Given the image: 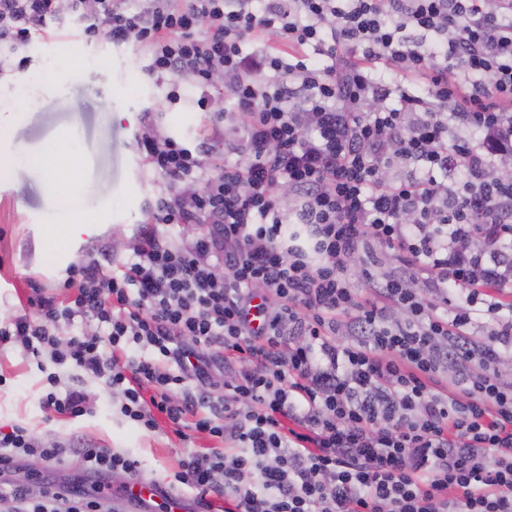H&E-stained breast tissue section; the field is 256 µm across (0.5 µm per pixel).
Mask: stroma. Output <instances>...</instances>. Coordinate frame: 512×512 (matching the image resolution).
<instances>
[{
    "label": "stroma",
    "mask_w": 512,
    "mask_h": 512,
    "mask_svg": "<svg viewBox=\"0 0 512 512\" xmlns=\"http://www.w3.org/2000/svg\"><path fill=\"white\" fill-rule=\"evenodd\" d=\"M84 25L69 19L63 27H49L12 55L0 73V108L13 114L0 124V147L38 152L53 143L67 157V166L49 191L40 172L0 160V323L23 314L26 293L36 286L67 295L68 270L86 260L93 248L106 250L123 263L129 250H116L115 237L134 239L146 209L157 198L175 192V185L152 170L138 146L145 113H153L162 132L189 147L201 148L209 159L235 163L239 137L212 138L209 118L220 105L168 102L155 77L146 71L145 50L87 38ZM62 82L60 92L45 85ZM79 130V146H71L72 130ZM94 201L88 220L91 234L78 240L49 241L47 225L74 198ZM40 358L23 354L12 345H0V432L17 424L42 441L71 438L128 454L139 466V477L191 498L189 489L174 486L173 474L187 453L209 447L202 434L181 440L170 428L154 432L125 420L113 402V393L100 381L86 379L91 410L73 418L47 419L42 407L45 374ZM28 459L10 469L12 479L33 483L35 476L50 481H79L86 488L111 485V478L85 472L78 457H67L57 467L29 471Z\"/></svg>",
    "instance_id": "35a3bbf8"
}]
</instances>
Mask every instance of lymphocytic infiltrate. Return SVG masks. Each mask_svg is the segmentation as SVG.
Returning a JSON list of instances; mask_svg holds the SVG:
<instances>
[{"mask_svg": "<svg viewBox=\"0 0 512 512\" xmlns=\"http://www.w3.org/2000/svg\"><path fill=\"white\" fill-rule=\"evenodd\" d=\"M69 16L202 98L222 74L240 159L198 192L202 150L145 117L144 158L181 190L149 206L121 273L72 266V294L33 289L37 319L0 325V344L73 362L138 427L216 440L173 475L200 512L213 495L224 512H512V0H0V46ZM397 166L413 172L388 181ZM164 224L204 230L179 242ZM375 244L395 268L351 281L349 257ZM87 317L101 333L62 339ZM222 362L238 371L214 401ZM46 382L47 412L89 411L81 386ZM68 455L137 474L108 448L0 433L1 465ZM0 512L110 508L79 484L0 480Z\"/></svg>", "mask_w": 512, "mask_h": 512, "instance_id": "1", "label": "lymphocytic infiltrate"}]
</instances>
